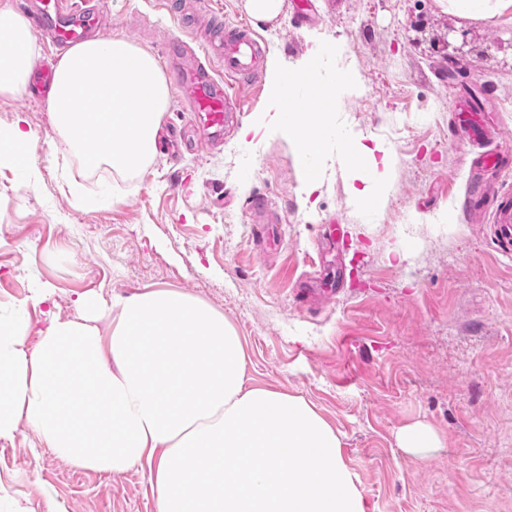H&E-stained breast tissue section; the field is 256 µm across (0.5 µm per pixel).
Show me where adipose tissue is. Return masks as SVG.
<instances>
[{
	"label": "adipose tissue",
	"instance_id": "obj_1",
	"mask_svg": "<svg viewBox=\"0 0 512 512\" xmlns=\"http://www.w3.org/2000/svg\"><path fill=\"white\" fill-rule=\"evenodd\" d=\"M38 55L28 21L1 11L0 95L26 90ZM28 306L0 310V440L26 421L74 468L147 471L155 512H367L334 428L303 398L250 386L240 336L206 303L88 296L31 351Z\"/></svg>",
	"mask_w": 512,
	"mask_h": 512
}]
</instances>
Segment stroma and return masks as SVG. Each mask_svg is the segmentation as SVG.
<instances>
[{
	"label": "stroma",
	"instance_id": "obj_1",
	"mask_svg": "<svg viewBox=\"0 0 512 512\" xmlns=\"http://www.w3.org/2000/svg\"><path fill=\"white\" fill-rule=\"evenodd\" d=\"M101 0L109 37L163 60L191 39L194 0ZM307 19L284 0L259 26L268 54L241 126L264 124L281 77L312 55L321 78L356 72L332 126L392 156L380 209L356 202L335 134L306 159L281 129L243 143L187 151L189 115L173 96L156 152L130 177L79 174L46 101L0 97V129L23 120L32 167L0 164V308L52 291L68 318L96 293L150 289L198 298L241 336L252 383L303 397L336 430L369 512H512V252L491 225L494 193H512V8L479 17L448 0H309ZM359 47H352V35ZM477 95L489 136L456 139V105ZM496 152L486 190L476 155ZM319 169L308 192L305 169ZM266 196L269 224L249 204ZM322 291L297 303L296 288ZM423 422L442 445L423 461L398 445ZM155 512L144 470L72 468L21 423L0 445V512Z\"/></svg>",
	"mask_w": 512,
	"mask_h": 512
}]
</instances>
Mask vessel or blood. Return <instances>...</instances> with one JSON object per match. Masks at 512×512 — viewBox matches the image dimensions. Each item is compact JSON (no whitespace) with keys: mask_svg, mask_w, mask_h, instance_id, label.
Masks as SVG:
<instances>
[{"mask_svg":"<svg viewBox=\"0 0 512 512\" xmlns=\"http://www.w3.org/2000/svg\"><path fill=\"white\" fill-rule=\"evenodd\" d=\"M31 15L35 32L47 37L55 47L104 36L98 0H33ZM266 52L265 43L252 26L230 22L225 23L222 36L209 43L204 53H196L181 38L168 47L167 61L204 141H219L235 126L243 110L241 92L256 85ZM285 83L296 92L293 111L321 112L329 108L325 93L310 86L302 76L286 77ZM479 126L471 107L460 104L456 124L459 139H475ZM497 241L502 249H512V199L501 207Z\"/></svg>","mask_w":512,"mask_h":512,"instance_id":"1","label":"vessel or blood"}]
</instances>
